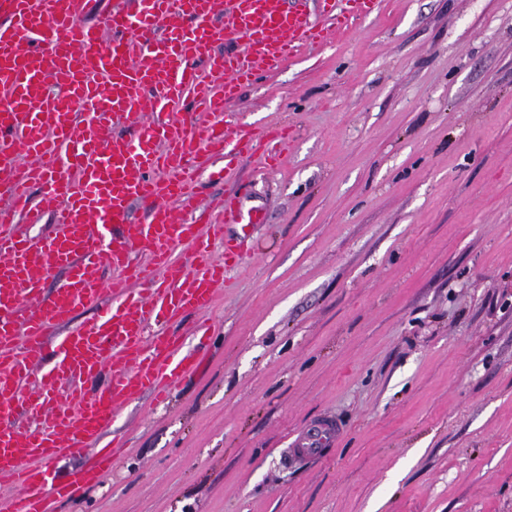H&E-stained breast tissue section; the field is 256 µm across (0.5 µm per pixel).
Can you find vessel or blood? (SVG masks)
I'll list each match as a JSON object with an SVG mask.
<instances>
[{
  "instance_id": "vessel-or-blood-1",
  "label": "vessel or blood",
  "mask_w": 512,
  "mask_h": 512,
  "mask_svg": "<svg viewBox=\"0 0 512 512\" xmlns=\"http://www.w3.org/2000/svg\"><path fill=\"white\" fill-rule=\"evenodd\" d=\"M136 2L131 10L114 0L106 41L83 18L86 0H0V167L8 170L0 179V488L12 489L0 512H54L55 503L96 485L124 445H92L121 409L146 394L165 400L174 378L195 366L161 322L214 307L225 260L212 254L211 238L228 224L249 233L263 215L243 212L232 197L200 207L194 180L215 160L282 138L228 129L217 118L253 81L256 63L277 67L325 37L304 9L283 8L282 0ZM319 2L344 27L372 13L376 0ZM178 14L190 26L172 28ZM225 15L233 28L222 26ZM234 34L245 41L242 52L215 54ZM201 63L223 79L201 102L212 120L177 122ZM120 122L133 126V138L114 135ZM21 154L38 169L16 165ZM136 205L139 220L131 216ZM44 218L51 230L41 240L16 230ZM182 243L193 250L194 269L175 256ZM104 266L110 279L99 275ZM58 270L63 281L46 289ZM105 300L99 320L69 330L79 309ZM49 346L56 359L43 371L30 354ZM107 365L111 386L88 393L86 383ZM59 391L65 404L48 408ZM337 435V425L323 422L296 444L313 455ZM65 457L84 464L52 477L47 462Z\"/></svg>"
}]
</instances>
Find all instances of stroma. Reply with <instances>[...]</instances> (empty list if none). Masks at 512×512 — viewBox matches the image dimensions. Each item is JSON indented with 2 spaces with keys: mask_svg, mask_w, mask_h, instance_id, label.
Here are the masks:
<instances>
[{
  "mask_svg": "<svg viewBox=\"0 0 512 512\" xmlns=\"http://www.w3.org/2000/svg\"><path fill=\"white\" fill-rule=\"evenodd\" d=\"M377 2L228 105L292 141L200 179L264 216L168 328L206 366L61 512H512V0ZM338 435V427L333 422H323L303 430L295 441L308 455H314L319 448L328 444Z\"/></svg>",
  "mask_w": 512,
  "mask_h": 512,
  "instance_id": "35a3bbf8",
  "label": "stroma"
}]
</instances>
